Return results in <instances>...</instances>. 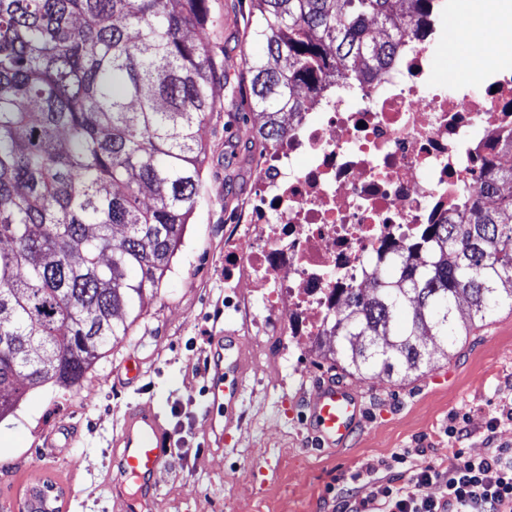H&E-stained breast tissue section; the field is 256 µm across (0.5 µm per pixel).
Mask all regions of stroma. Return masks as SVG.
Here are the masks:
<instances>
[{
    "label": "stroma",
    "mask_w": 512,
    "mask_h": 512,
    "mask_svg": "<svg viewBox=\"0 0 512 512\" xmlns=\"http://www.w3.org/2000/svg\"><path fill=\"white\" fill-rule=\"evenodd\" d=\"M209 4L228 18L215 39L232 86L216 91L223 109L206 125L203 197L184 244L132 335L78 391L32 390L0 420V512H19L26 487L43 480L73 490L61 497V512H120L106 484L112 433L122 413L145 400L175 441L151 512H332L337 498L368 496L394 476L447 469L455 452L476 458L512 448V314L504 310L432 369L397 382L344 375L314 344L301 350L270 325L256 326L245 334L255 371L241 420L223 448L207 447L209 342L243 326L225 307L224 227L250 199L264 153L246 140L252 126L243 120L249 94L240 61L263 19L250 0ZM131 354L142 363L133 384L122 368ZM328 381L356 391L363 408L362 427L339 448L316 446L303 424L307 401ZM453 426L463 429L461 442L450 438ZM399 454L404 463H396Z\"/></svg>",
    "instance_id": "stroma-1"
}]
</instances>
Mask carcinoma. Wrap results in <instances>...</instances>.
Masks as SVG:
<instances>
[{
	"instance_id": "cac0c4a2",
	"label": "carcinoma",
	"mask_w": 512,
	"mask_h": 512,
	"mask_svg": "<svg viewBox=\"0 0 512 512\" xmlns=\"http://www.w3.org/2000/svg\"><path fill=\"white\" fill-rule=\"evenodd\" d=\"M251 0L263 17L241 60L254 134L276 146L306 111L311 77L372 70L430 0ZM225 26L208 0H0V419L28 390L81 387L156 297L201 197L204 129L229 83L219 47L192 37ZM386 38L373 41L368 29ZM426 225L394 249L371 291L350 288L319 356L360 378L406 377L512 311V196ZM53 483L21 512L46 510Z\"/></svg>"
}]
</instances>
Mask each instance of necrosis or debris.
<instances>
[{
  "mask_svg": "<svg viewBox=\"0 0 512 512\" xmlns=\"http://www.w3.org/2000/svg\"><path fill=\"white\" fill-rule=\"evenodd\" d=\"M452 40L432 20L352 89L317 76L302 121L257 162L253 198L226 229L224 282L249 280L293 341L328 335L342 290L369 287L391 249L512 168V68L487 74L469 39L473 65L447 83L436 63Z\"/></svg>",
  "mask_w": 512,
  "mask_h": 512,
  "instance_id": "1",
  "label": "necrosis or debris"
}]
</instances>
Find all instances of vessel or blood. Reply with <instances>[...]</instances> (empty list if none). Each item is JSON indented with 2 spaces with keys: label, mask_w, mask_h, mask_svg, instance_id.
Segmentation results:
<instances>
[{
  "label": "vessel or blood",
  "mask_w": 512,
  "mask_h": 512,
  "mask_svg": "<svg viewBox=\"0 0 512 512\" xmlns=\"http://www.w3.org/2000/svg\"><path fill=\"white\" fill-rule=\"evenodd\" d=\"M244 346V337L236 331L214 337L209 344L206 394L213 412L208 446L223 447L225 434L237 422L254 371L253 363L242 356ZM361 421L360 398L344 386L323 384L310 401L307 428L327 447L345 445ZM112 446L118 470L111 488L121 512H149L173 454L170 432L152 403L141 402L125 412Z\"/></svg>",
  "instance_id": "b4317fda"
}]
</instances>
